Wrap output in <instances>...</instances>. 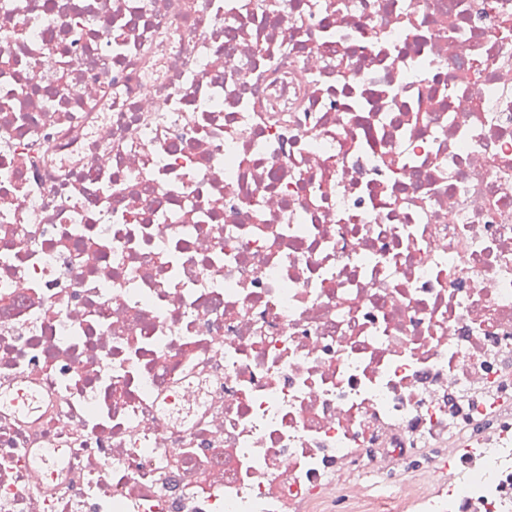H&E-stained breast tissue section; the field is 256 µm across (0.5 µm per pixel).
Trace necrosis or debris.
<instances>
[{
  "label": "necrosis or debris",
  "mask_w": 512,
  "mask_h": 512,
  "mask_svg": "<svg viewBox=\"0 0 512 512\" xmlns=\"http://www.w3.org/2000/svg\"><path fill=\"white\" fill-rule=\"evenodd\" d=\"M25 2L0 512H504L512 0Z\"/></svg>",
  "instance_id": "obj_1"
}]
</instances>
